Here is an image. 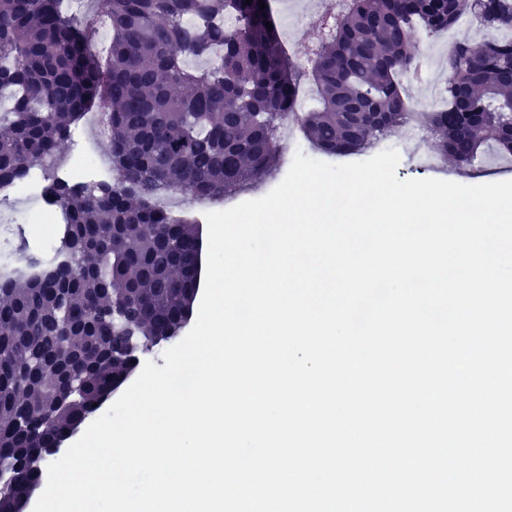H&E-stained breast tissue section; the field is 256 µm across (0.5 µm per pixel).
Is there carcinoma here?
<instances>
[{
    "mask_svg": "<svg viewBox=\"0 0 512 512\" xmlns=\"http://www.w3.org/2000/svg\"><path fill=\"white\" fill-rule=\"evenodd\" d=\"M70 0H0V187L60 152L71 127L102 105L111 127L112 181L53 179L44 197L64 217L60 248L82 245V265L54 280L44 270L0 277V456L18 462L72 435L158 339L190 314L199 225L152 205L180 191L217 201L279 162L278 131L296 106L295 72L267 10L245 0H103L112 39L106 63L90 51L94 20ZM473 14L512 31V0H345L321 20L308 76L315 106L298 117L314 147L332 156L368 150L415 110L401 77L418 57L415 32H446ZM443 105L420 113L435 151L459 166L512 162V39L462 38L444 51ZM478 112L470 126L464 113ZM466 150L458 153L460 140ZM146 310L140 345L122 352L112 307L128 297ZM83 377L68 400L67 375ZM39 479L18 469L0 512H20Z\"/></svg>",
    "mask_w": 512,
    "mask_h": 512,
    "instance_id": "carcinoma-1",
    "label": "carcinoma"
}]
</instances>
